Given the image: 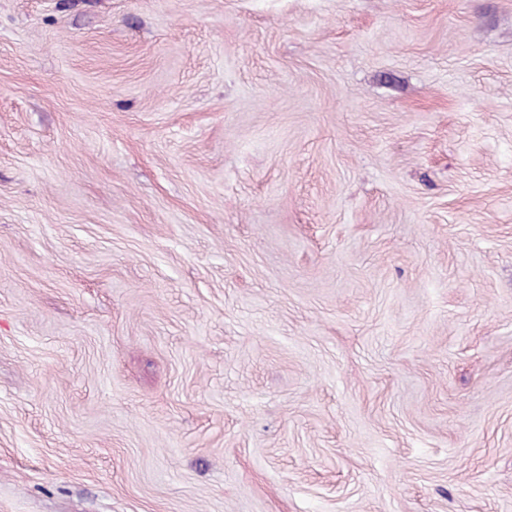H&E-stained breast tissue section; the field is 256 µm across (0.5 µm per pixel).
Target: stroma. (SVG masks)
<instances>
[{
	"mask_svg": "<svg viewBox=\"0 0 512 512\" xmlns=\"http://www.w3.org/2000/svg\"><path fill=\"white\" fill-rule=\"evenodd\" d=\"M0 512H512V0H0Z\"/></svg>",
	"mask_w": 512,
	"mask_h": 512,
	"instance_id": "1",
	"label": "stroma"
}]
</instances>
